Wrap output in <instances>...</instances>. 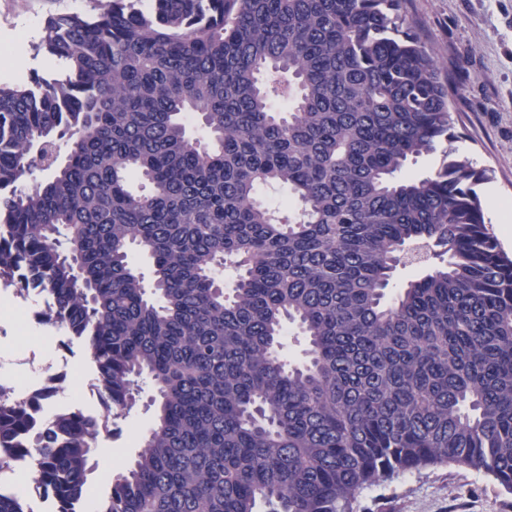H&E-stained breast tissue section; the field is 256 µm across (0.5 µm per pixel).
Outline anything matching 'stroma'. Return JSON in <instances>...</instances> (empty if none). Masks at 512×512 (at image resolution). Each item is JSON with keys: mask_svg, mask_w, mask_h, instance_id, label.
I'll list each match as a JSON object with an SVG mask.
<instances>
[{"mask_svg": "<svg viewBox=\"0 0 512 512\" xmlns=\"http://www.w3.org/2000/svg\"><path fill=\"white\" fill-rule=\"evenodd\" d=\"M93 0H0V83H26L52 73L54 60L35 54L33 44L46 35L50 18L86 14ZM411 27L438 61L448 80V102L454 137L450 148L487 169L488 181L477 188L512 200V0H407ZM27 49L21 73L8 71L15 44ZM28 309L24 322L0 312V384L23 380V372L6 369L17 346H25L38 366L65 356L72 362L59 403L79 398L95 369L82 343L42 324ZM135 403L117 419L99 444L118 449L120 464L140 450L153 415L155 394L150 380L140 382ZM357 512H512V494L490 477L452 465L400 475L394 480L361 490Z\"/></svg>", "mask_w": 512, "mask_h": 512, "instance_id": "1", "label": "stroma"}]
</instances>
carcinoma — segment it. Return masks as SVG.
I'll list each match as a JSON object with an SVG mask.
<instances>
[{
    "instance_id": "carcinoma-1",
    "label": "carcinoma",
    "mask_w": 512,
    "mask_h": 512,
    "mask_svg": "<svg viewBox=\"0 0 512 512\" xmlns=\"http://www.w3.org/2000/svg\"><path fill=\"white\" fill-rule=\"evenodd\" d=\"M138 4L50 19L56 72L0 84V286L47 293L42 322L84 343L107 416L143 375L157 393L95 512H354L359 490L441 465L512 493V256L487 170L450 150L404 173L453 138L405 0ZM400 264L424 274L387 302ZM40 404L0 385V464L31 457L56 512H80L108 421L66 413L63 440L13 443ZM0 512L25 500L0 493Z\"/></svg>"
}]
</instances>
